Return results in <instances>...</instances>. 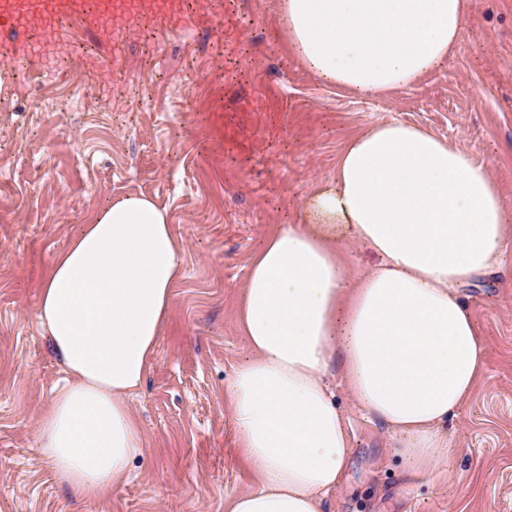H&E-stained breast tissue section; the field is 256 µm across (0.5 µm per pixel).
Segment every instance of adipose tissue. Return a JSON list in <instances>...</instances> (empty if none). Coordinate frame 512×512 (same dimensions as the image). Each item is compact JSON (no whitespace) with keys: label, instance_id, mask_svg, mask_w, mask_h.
I'll return each instance as SVG.
<instances>
[{"label":"adipose tissue","instance_id":"1","mask_svg":"<svg viewBox=\"0 0 512 512\" xmlns=\"http://www.w3.org/2000/svg\"><path fill=\"white\" fill-rule=\"evenodd\" d=\"M467 0H281L288 42L324 83L381 97L420 82L461 40ZM512 206L487 167L397 120L351 137L334 177L252 256L236 321L249 351L224 389L237 461L253 480L224 512H324L349 433L325 377L397 439L414 473L452 461L443 426L472 395L486 345L456 292L498 268ZM379 262L350 278L345 246ZM180 244L166 209L129 194L52 260L38 320L63 377L38 425L55 481L89 498L131 476L145 449L129 401L156 357Z\"/></svg>","mask_w":512,"mask_h":512}]
</instances>
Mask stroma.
Masks as SVG:
<instances>
[{
	"label": "stroma",
	"mask_w": 512,
	"mask_h": 512,
	"mask_svg": "<svg viewBox=\"0 0 512 512\" xmlns=\"http://www.w3.org/2000/svg\"><path fill=\"white\" fill-rule=\"evenodd\" d=\"M0 107V512H224L249 487L224 387L249 356L235 304L251 256L331 178L345 143L396 119L448 139L512 201V0H470L463 38L417 85L365 98L323 83L288 44L279 0H189L121 33L38 30ZM143 193L183 249L157 356L131 401L147 448L98 498L41 463L39 418L61 372L38 287L79 225ZM485 341L481 381L444 429L451 469L426 480L327 381L351 436L325 512H512V251L461 287Z\"/></svg>",
	"instance_id": "obj_1"
}]
</instances>
